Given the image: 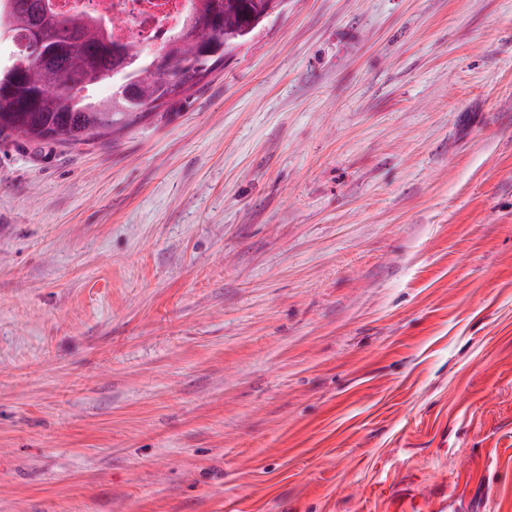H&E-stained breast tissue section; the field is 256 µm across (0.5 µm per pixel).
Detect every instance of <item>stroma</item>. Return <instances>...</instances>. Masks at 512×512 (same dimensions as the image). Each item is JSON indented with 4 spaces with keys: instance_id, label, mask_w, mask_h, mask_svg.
Segmentation results:
<instances>
[{
    "instance_id": "obj_1",
    "label": "stroma",
    "mask_w": 512,
    "mask_h": 512,
    "mask_svg": "<svg viewBox=\"0 0 512 512\" xmlns=\"http://www.w3.org/2000/svg\"><path fill=\"white\" fill-rule=\"evenodd\" d=\"M0 512H512V0H288L0 135Z\"/></svg>"
}]
</instances>
